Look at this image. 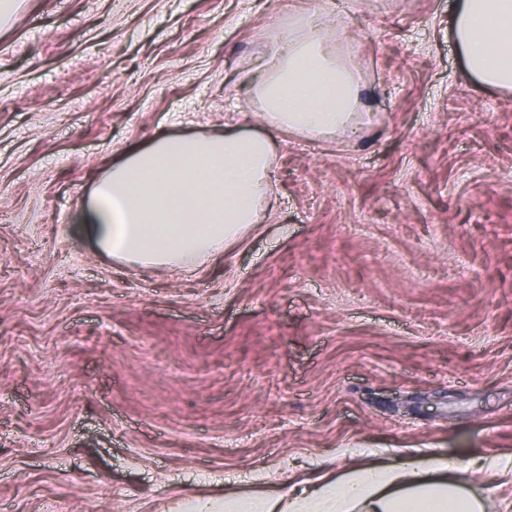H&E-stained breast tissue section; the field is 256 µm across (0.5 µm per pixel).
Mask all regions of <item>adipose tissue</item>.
Wrapping results in <instances>:
<instances>
[{"label":"adipose tissue","mask_w":512,"mask_h":512,"mask_svg":"<svg viewBox=\"0 0 512 512\" xmlns=\"http://www.w3.org/2000/svg\"><path fill=\"white\" fill-rule=\"evenodd\" d=\"M448 31L467 74L512 89V0H455ZM284 51L256 83L265 123L307 136L350 128L358 103L352 49H329L319 22L289 29ZM273 148L264 136L216 128L154 138L96 183L73 235L134 267L179 269L223 252L261 221ZM443 454L379 464L353 459L339 473L288 490L199 497L185 512H488Z\"/></svg>","instance_id":"adipose-tissue-1"}]
</instances>
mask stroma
<instances>
[{
	"instance_id": "stroma-1",
	"label": "stroma",
	"mask_w": 512,
	"mask_h": 512,
	"mask_svg": "<svg viewBox=\"0 0 512 512\" xmlns=\"http://www.w3.org/2000/svg\"><path fill=\"white\" fill-rule=\"evenodd\" d=\"M453 0H25L0 28V512H174L440 453L512 512V91ZM321 15L357 137L269 128L253 80ZM273 143L261 224L185 270L69 226L169 133Z\"/></svg>"
}]
</instances>
